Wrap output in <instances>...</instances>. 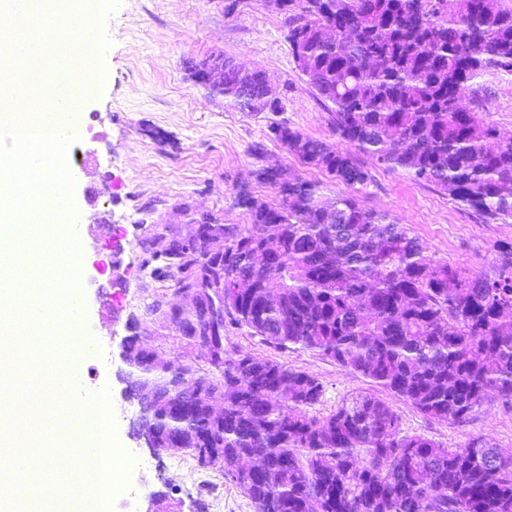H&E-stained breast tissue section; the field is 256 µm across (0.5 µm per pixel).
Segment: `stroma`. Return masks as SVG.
Wrapping results in <instances>:
<instances>
[{"mask_svg":"<svg viewBox=\"0 0 512 512\" xmlns=\"http://www.w3.org/2000/svg\"><path fill=\"white\" fill-rule=\"evenodd\" d=\"M225 5V0H95L97 29L108 42L104 75L100 86L80 95L83 126L66 158L74 179L75 234L88 244L75 263L83 295L82 357L71 367L65 339L45 335L41 360L57 372H75L76 401L109 392L114 437L131 457L125 468L134 491L114 502L112 512H141L146 497L158 491L183 501L184 512H197L201 499L207 512H254L242 490L225 483L222 466L201 469L182 453L156 455L136 439L139 408L123 396L120 342L135 322L144 343L174 365H203L204 350L187 345L168 318L172 308L189 307V298L144 264L148 251L164 247L163 227L188 239L201 218L212 216L245 229L248 216L236 204L240 185L249 184L265 202L280 201L272 186L256 181L254 172L262 167L323 180L322 172L269 137L270 121L286 122L332 150L343 145L293 60L284 13L268 0H239L231 11ZM216 55L264 71L284 97L283 111L240 112L227 107L222 95L195 84L188 62ZM464 103L512 136V73H485L475 89L466 90ZM352 156L371 176L356 193L361 207L389 214L423 242L429 258L487 274L498 244L512 242V223H486L436 187L387 169L370 154L356 150ZM104 222L127 242L118 258H111L98 234ZM224 344L229 353L275 359L318 378L325 395L317 411L324 415L348 393L369 387L316 352L278 351L244 328L227 332ZM382 398L400 415L405 432L452 448L483 435L512 455L510 403L491 397L465 421L446 422L390 393Z\"/></svg>","mask_w":512,"mask_h":512,"instance_id":"1","label":"stroma"}]
</instances>
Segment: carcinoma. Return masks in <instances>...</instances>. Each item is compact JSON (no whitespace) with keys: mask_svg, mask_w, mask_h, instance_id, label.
Here are the masks:
<instances>
[{"mask_svg":"<svg viewBox=\"0 0 512 512\" xmlns=\"http://www.w3.org/2000/svg\"><path fill=\"white\" fill-rule=\"evenodd\" d=\"M286 14L293 58L341 140L386 168L435 186L482 216L512 222V137L461 105L489 70L512 72V9L500 0H273ZM224 62V102L241 112L283 110L265 72ZM271 137L335 182L358 190L370 175L282 122ZM272 207L242 187L243 232L214 218L196 237L212 248L150 253L154 276L179 273L177 291L196 316L182 337L246 328L281 351L312 350L368 380L375 392L344 397L327 415L322 383L283 362L238 352L223 369L174 368L144 346L132 361L164 401L149 408L164 439L207 441L257 512H512V459L486 436L449 448L403 432L377 392L423 415L462 422L494 393L512 400V244L492 274L434 263L389 214L353 195L330 198L317 182L263 167ZM199 395L174 396L169 372ZM222 403L217 409L214 403ZM245 460L256 470L246 472Z\"/></svg>","mask_w":512,"mask_h":512,"instance_id":"carcinoma-1","label":"carcinoma"}]
</instances>
